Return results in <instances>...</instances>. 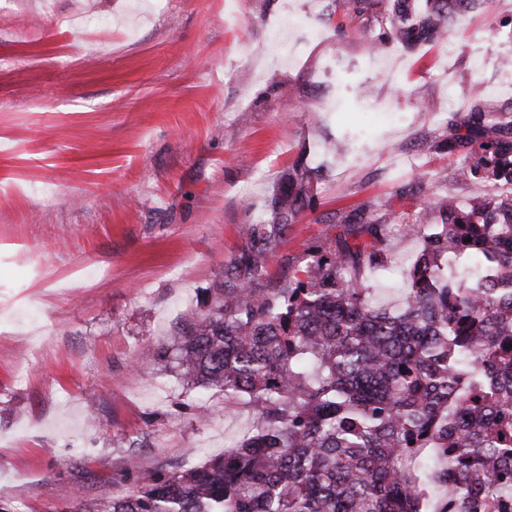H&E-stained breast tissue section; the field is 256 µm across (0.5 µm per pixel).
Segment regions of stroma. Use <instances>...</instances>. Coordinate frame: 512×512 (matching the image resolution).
I'll use <instances>...</instances> for the list:
<instances>
[{
    "instance_id": "stroma-1",
    "label": "stroma",
    "mask_w": 512,
    "mask_h": 512,
    "mask_svg": "<svg viewBox=\"0 0 512 512\" xmlns=\"http://www.w3.org/2000/svg\"><path fill=\"white\" fill-rule=\"evenodd\" d=\"M346 2L0 0L1 504L85 512L129 494L136 468L244 436L243 400L139 353L206 310L296 160L326 170L272 287L358 232L327 214L369 200L387 261L371 284L399 302L420 244L396 192L427 177L430 201L469 200L459 158L429 143L473 84L512 115V0L412 53L337 31Z\"/></svg>"
}]
</instances>
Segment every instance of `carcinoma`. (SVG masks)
<instances>
[{
    "label": "carcinoma",
    "mask_w": 512,
    "mask_h": 512,
    "mask_svg": "<svg viewBox=\"0 0 512 512\" xmlns=\"http://www.w3.org/2000/svg\"><path fill=\"white\" fill-rule=\"evenodd\" d=\"M482 0H350L349 22L412 50L445 38ZM435 148L458 154L467 205L438 200L425 232L428 184L398 191V215L421 241L411 287L394 309L373 304L367 267L384 264L369 203L340 219L370 239L314 251L288 286L266 291L270 258L312 208L310 169L285 168L224 268V284L177 333L183 378L244 400L252 432L203 464L136 472V488L87 512H475L512 497V116L488 112L474 90ZM511 191L491 196L484 187Z\"/></svg>",
    "instance_id": "obj_1"
}]
</instances>
